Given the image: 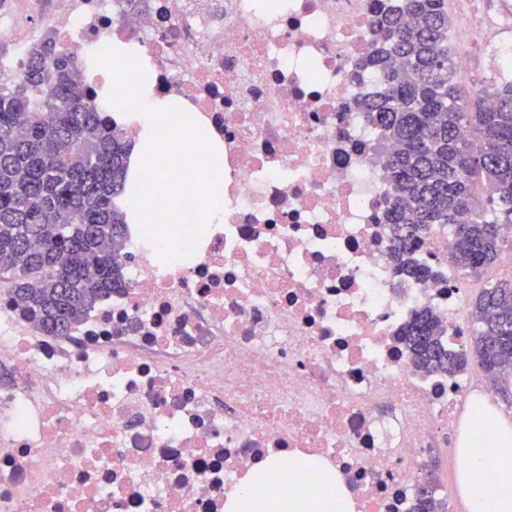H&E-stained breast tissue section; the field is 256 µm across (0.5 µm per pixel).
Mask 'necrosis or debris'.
<instances>
[{
    "label": "necrosis or debris",
    "instance_id": "1",
    "mask_svg": "<svg viewBox=\"0 0 512 512\" xmlns=\"http://www.w3.org/2000/svg\"><path fill=\"white\" fill-rule=\"evenodd\" d=\"M461 76L512 82V0H451ZM401 0H13L0 76L45 34L78 58L124 45L224 149V221L188 258L128 227L123 285L68 335L0 292V512H224L255 461L310 456L357 512H411L472 398L417 371L424 310L462 350L476 314L434 234L432 274L395 269L383 214L395 145L357 108Z\"/></svg>",
    "mask_w": 512,
    "mask_h": 512
}]
</instances>
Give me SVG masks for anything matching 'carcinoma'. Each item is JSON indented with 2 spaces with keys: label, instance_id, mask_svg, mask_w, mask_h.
Returning a JSON list of instances; mask_svg holds the SVG:
<instances>
[{
  "label": "carcinoma",
  "instance_id": "carcinoma-1",
  "mask_svg": "<svg viewBox=\"0 0 512 512\" xmlns=\"http://www.w3.org/2000/svg\"><path fill=\"white\" fill-rule=\"evenodd\" d=\"M450 28L448 0H404L359 63L383 82L360 108L396 143L387 158L393 257L419 278L429 268L414 249L437 230L461 270L479 274L496 263L512 226V83L464 98ZM22 68V79L0 90V283L45 333L64 335L121 284L114 257L126 242L132 144L111 103L95 100L86 63L61 52L55 37L33 45ZM479 183L488 190L482 202ZM474 307L485 318L470 351H449L428 313L404 330L406 347L429 371L474 360L512 406V280L483 288Z\"/></svg>",
  "mask_w": 512,
  "mask_h": 512
}]
</instances>
